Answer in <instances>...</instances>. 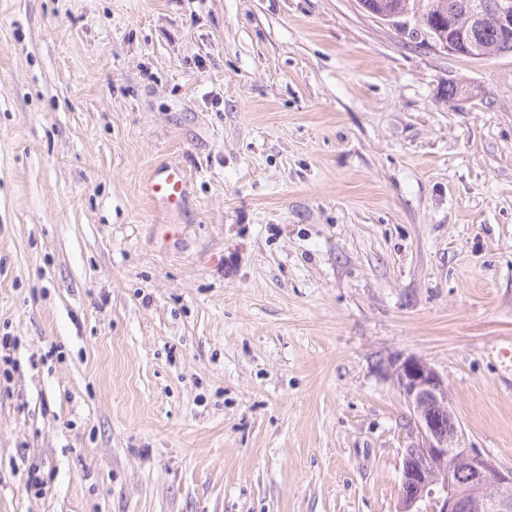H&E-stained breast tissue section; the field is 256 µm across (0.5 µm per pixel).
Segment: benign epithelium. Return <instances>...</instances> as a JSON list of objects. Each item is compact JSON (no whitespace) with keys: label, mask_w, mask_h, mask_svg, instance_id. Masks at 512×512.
<instances>
[{"label":"benign epithelium","mask_w":512,"mask_h":512,"mask_svg":"<svg viewBox=\"0 0 512 512\" xmlns=\"http://www.w3.org/2000/svg\"><path fill=\"white\" fill-rule=\"evenodd\" d=\"M389 375L411 411L398 512H512V469L463 445L443 377L415 356L391 361ZM460 465L470 472L465 494L452 478Z\"/></svg>","instance_id":"7a95c632"}]
</instances>
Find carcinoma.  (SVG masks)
Returning <instances> with one entry per match:
<instances>
[{"label": "carcinoma", "instance_id": "obj_1", "mask_svg": "<svg viewBox=\"0 0 512 512\" xmlns=\"http://www.w3.org/2000/svg\"><path fill=\"white\" fill-rule=\"evenodd\" d=\"M467 0H360L364 10L379 19L390 21L405 14L419 15V23L432 39L464 34L474 47L472 59L482 60L494 55L512 54V39L505 38L494 19L497 0H483L489 4L484 18L470 20Z\"/></svg>", "mask_w": 512, "mask_h": 512}]
</instances>
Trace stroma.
<instances>
[{
  "mask_svg": "<svg viewBox=\"0 0 512 512\" xmlns=\"http://www.w3.org/2000/svg\"><path fill=\"white\" fill-rule=\"evenodd\" d=\"M418 27L0 0V512H395L408 355L512 467V54ZM188 178L179 164H169L155 170L149 177L145 192L155 203L170 211L181 209L187 194Z\"/></svg>",
  "mask_w": 512,
  "mask_h": 512,
  "instance_id": "stroma-1",
  "label": "stroma"
}]
</instances>
